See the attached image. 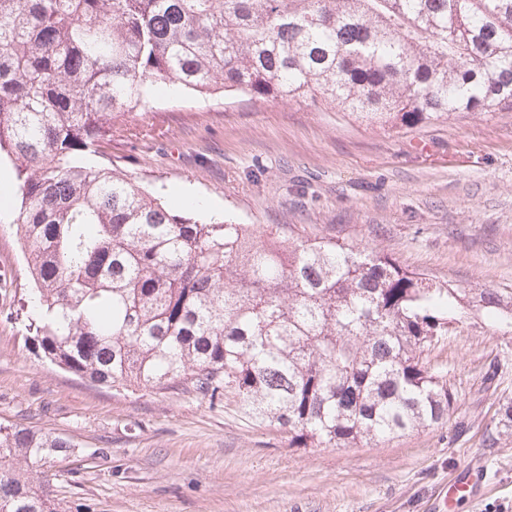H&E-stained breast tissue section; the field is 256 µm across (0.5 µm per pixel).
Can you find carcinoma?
<instances>
[{
  "label": "carcinoma",
  "instance_id": "obj_1",
  "mask_svg": "<svg viewBox=\"0 0 512 512\" xmlns=\"http://www.w3.org/2000/svg\"><path fill=\"white\" fill-rule=\"evenodd\" d=\"M318 100L380 128L512 108V0H0V161L38 354L94 385L233 398L292 448L448 421L424 358L471 312L512 335V294L472 291L346 238L173 210L83 160L147 88ZM74 444L0 425V512H54L33 475Z\"/></svg>",
  "mask_w": 512,
  "mask_h": 512
}]
</instances>
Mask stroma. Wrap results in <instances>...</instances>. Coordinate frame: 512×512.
<instances>
[{
  "label": "stroma",
  "instance_id": "35a3bbf8",
  "mask_svg": "<svg viewBox=\"0 0 512 512\" xmlns=\"http://www.w3.org/2000/svg\"><path fill=\"white\" fill-rule=\"evenodd\" d=\"M100 163L166 205L191 193L232 224L340 237L467 288L512 292V110L379 129L317 103L151 88L119 112ZM24 247L0 223V425L73 440L37 477L56 512H433L484 465L455 512H512V335L472 317L428 354L447 423L357 448H292L235 401L99 387L38 356L18 299ZM485 477V472L480 466H471L466 472L459 474L450 482L446 506L448 501L456 496H469L474 499L480 495L485 486Z\"/></svg>",
  "mask_w": 512,
  "mask_h": 512
}]
</instances>
